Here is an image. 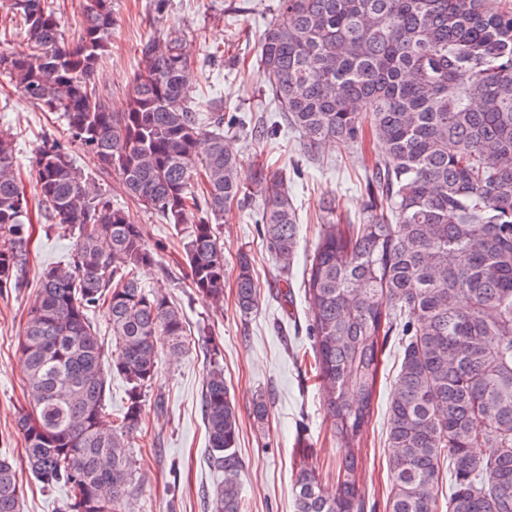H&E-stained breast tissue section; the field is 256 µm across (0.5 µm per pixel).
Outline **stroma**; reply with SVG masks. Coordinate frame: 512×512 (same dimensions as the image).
I'll return each instance as SVG.
<instances>
[{"mask_svg": "<svg viewBox=\"0 0 512 512\" xmlns=\"http://www.w3.org/2000/svg\"><path fill=\"white\" fill-rule=\"evenodd\" d=\"M276 6L277 0H173L170 19L182 31L191 55L206 67V78L193 87L201 107L221 96L231 107L279 119L276 103L264 94L258 44ZM112 9L115 26L96 75V89L112 111L120 112L137 70L139 49L158 34L160 25L149 10V0H113ZM1 128L14 138L21 183L27 195H34L35 178L28 160L43 136H62L64 122L22 100L8 76L0 74ZM224 135L244 165H251L259 154L270 169L287 175L299 224L291 273L293 302L285 304L277 292L280 273L260 238L257 205L226 209L223 224L216 227L224 246V299L211 303L191 286L177 229L126 204L127 216L144 225L155 250V262L141 282L182 308L187 333L178 358H170L166 342L158 344V374L144 393L141 430L131 448L137 467L133 512H211V499L224 473L207 459L208 435L201 405L206 374L215 366L223 369L239 411L236 451L243 465L241 496L247 512H293L299 449H307L310 464L330 490L336 486L338 463L345 455L336 444L313 376L315 349L307 333L311 305L300 283L319 240L322 201L336 197L351 212H358L360 186L381 147L376 144L362 153L335 150L311 158L300 134L286 127L267 144L255 142L249 132L238 128L225 130ZM296 168L301 169V176H293ZM30 218L35 231L28 244L26 283L0 291V454L19 462L23 512H69L68 489L44 486L20 462L23 440L16 420L27 404L19 342L27 309L43 269L65 264L73 245L39 208H32ZM242 252L251 257L257 283L258 307L248 314L235 304L236 260ZM397 368L396 353H389L375 415L360 448L354 451L361 462L360 487L367 502L374 504V512H384L389 486L387 408ZM260 394L268 400L267 422L261 428L251 415L252 400Z\"/></svg>", "mask_w": 512, "mask_h": 512, "instance_id": "35a3bbf8", "label": "stroma"}]
</instances>
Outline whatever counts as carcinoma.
Segmentation results:
<instances>
[{
  "mask_svg": "<svg viewBox=\"0 0 512 512\" xmlns=\"http://www.w3.org/2000/svg\"><path fill=\"white\" fill-rule=\"evenodd\" d=\"M82 31L69 43L49 0H0L20 19L24 54L0 52L27 102L65 121L68 142L91 153L127 200L183 227L185 262L201 298L224 299V208L262 198L260 236L278 263L281 293L298 246L283 175L227 148L224 126L257 141L276 122L200 112L199 74L179 30L144 42L126 111L93 80L111 44L112 0H77ZM265 93L312 155L383 144L364 183L356 224L328 215L302 285L311 303L316 380L337 444L355 448L374 411L383 357L400 361L388 405L391 475L386 512H441V459L453 476L448 512H512V6L501 0H278L259 37ZM50 223L73 239L69 261L42 272L20 340L29 410L17 422L28 469L72 492L70 512H130V439L158 371L159 338L185 346L182 309L147 293L137 272L154 263L144 228L44 137L31 160ZM13 137L0 130V290L23 287L31 225ZM239 310L257 305L248 255L238 259ZM106 309L104 362L90 312ZM127 402L103 420L108 376ZM203 409L211 464L224 472L214 512H245L236 453L239 414L224 371L209 370ZM359 459L338 466L336 492L300 464L294 512H366ZM14 462L0 456V512H22Z\"/></svg>",
  "mask_w": 512,
  "mask_h": 512,
  "instance_id": "cac0c4a2",
  "label": "carcinoma"
}]
</instances>
